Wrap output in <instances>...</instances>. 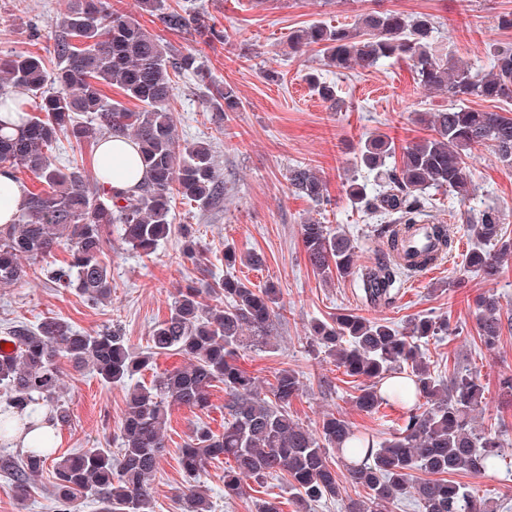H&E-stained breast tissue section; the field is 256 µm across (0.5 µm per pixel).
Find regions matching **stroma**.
<instances>
[{
    "instance_id": "obj_1",
    "label": "stroma",
    "mask_w": 512,
    "mask_h": 512,
    "mask_svg": "<svg viewBox=\"0 0 512 512\" xmlns=\"http://www.w3.org/2000/svg\"><path fill=\"white\" fill-rule=\"evenodd\" d=\"M70 3L0 0V54L37 52L52 59L59 35L56 21ZM112 5L168 45L173 57L194 54L212 80L236 88L241 109L223 116L211 106L206 88L184 73L170 102L179 143L212 144L224 197L204 211L175 200L171 232L153 255L136 253L113 240L104 257L111 268L112 293L99 305H88L75 290L54 287L42 275V261L31 262L25 281L0 285V337L13 326L33 327L44 318L58 317L93 336L118 330L132 351H143L152 328L168 316L186 279L205 283L222 278L225 247L235 248L241 256L260 254L262 265L239 264L234 269L235 276L251 287L277 288L283 306L268 343L247 347L239 359L258 385L267 387L278 369L292 367L300 373L302 388L289 411L304 427L316 429L325 414L339 413L357 430L380 440L389 438L401 422L402 407L392 403L375 414L359 411L352 402L357 381L315 350L311 326L340 313L400 329L419 314L447 318L451 334L424 345L425 357L446 375L456 368L477 373L484 399L473 425L500 431L506 448L496 469L480 477L461 473L457 479L494 512H512V402L499 389L500 378L512 374V260L493 280L468 269L466 255L476 234L465 216L469 208L493 207L512 237V165L501 162L491 148L473 151L467 163L477 193L469 205H460L441 190L434 194L431 221L452 223L456 235L452 254L433 270L404 279L393 304L365 303L356 276L313 270L304 252L301 226L314 221L346 232L356 245L358 263L370 264L381 245L377 221L364 217L345 195L353 180L368 190L376 188L374 173L356 163L360 143L374 133L388 135L400 147L428 137L431 117L446 109L449 99L419 86L402 61L386 60L372 68L339 73L325 66L317 48L295 55L288 46L294 31L311 24L351 25L363 13L389 9L430 15L434 50L485 67L491 44L512 43V29L498 25L499 15L512 11V0H166V9L203 12L216 29L226 32V39L213 41L189 30L168 29L161 13L143 11L139 0H112ZM310 73L338 86L342 105L321 99L306 80ZM299 165L320 177L326 203L294 194L288 176ZM185 224L204 246L193 260L182 250L180 228ZM485 294L496 295L502 305V334L492 350L477 330V301ZM61 395L71 421L58 430L54 456L84 448H118L126 387L104 384L92 369L76 371L67 366ZM200 426L223 431V386L212 388L208 409L173 410L165 430L166 449L150 479L154 512H181L179 495L193 483L206 490L214 512H256L257 503L270 498L279 501L282 512H294L282 478L268 479L246 496L228 501L223 464L210 465L196 478L185 473L180 449ZM52 481L48 468L32 477L30 495L21 504L0 472V512H54Z\"/></svg>"
}]
</instances>
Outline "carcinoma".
Here are the masks:
<instances>
[{
  "label": "carcinoma",
  "mask_w": 512,
  "mask_h": 512,
  "mask_svg": "<svg viewBox=\"0 0 512 512\" xmlns=\"http://www.w3.org/2000/svg\"><path fill=\"white\" fill-rule=\"evenodd\" d=\"M166 23L201 37L219 36L200 13L189 16L174 9ZM59 28L55 68H47L44 58L34 53L0 58V111L17 117L10 132H3L0 123V173L16 180L18 170L25 169L45 185L38 192L27 191V206L12 224L0 228V284L24 281L26 262L48 258L64 247L71 260L42 269L43 275L54 286L74 288L86 302L98 304L112 290L111 273L102 259L112 229L128 247L150 255L171 231L174 195L199 207H210L224 196L211 145L181 146L176 141L168 109L173 76L193 74L219 111H239L240 99L232 86L212 84L194 55L173 59L159 39L112 9V0H73ZM433 32L427 15L408 18L396 11L372 10L351 27L318 23L290 37L296 52L320 46L328 66L338 71L405 60L421 87L452 98L447 109L433 116L434 135L429 138L400 149L384 134L370 135L361 143L359 164L380 171L382 185L369 194L353 181L347 198L364 215L388 219L379 228L386 238L383 254L358 272L365 299L373 305L392 303L402 277L422 267L420 262H404L399 245L402 227L429 217L427 190L444 189L468 200L475 187L466 158L488 144L501 161L512 163V117L467 105L472 98L512 99V44L491 45L490 68L475 70L432 52ZM309 82L322 99L337 101L335 87L313 74ZM105 85L118 86L140 103L138 110L108 100ZM63 136L93 143L112 136L131 139L146 179L133 192L116 193L105 185L112 168L104 161L96 165L94 187H89L77 163L56 164L52 150ZM289 181L297 192L325 201L322 181L309 169H292ZM468 220L490 249L472 250L467 265L492 278L512 256V238L491 207ZM431 230L442 252L452 250L448 225L433 224ZM301 235L307 259L317 271L352 273L355 246L346 234L309 223L302 225ZM205 291L217 304L203 303ZM205 291L192 284L180 290L169 316L153 328L151 345L138 353L114 331L88 336L57 317L9 331L14 350L0 355L4 412L31 421L46 410L57 426L71 418L59 394L61 360L77 370L93 366L107 384L127 383L153 369L162 355L186 360L156 375L151 386L128 389L119 457L107 448H86L53 460L36 451L0 455V470L10 475L18 499L27 498L29 481L51 462L56 512H81L88 498L98 504V512H153L148 480L165 451L163 431L172 409L207 408L210 389L220 383L224 431L194 430L181 448V465L187 474L198 476L212 462L224 460L227 500L244 495L247 483L261 485L279 473L287 477L297 512H308L312 504L339 494L336 469L329 460V449L334 448L347 479L365 491L345 512H388L408 497L422 512H487L469 487L451 479L458 473L482 476L503 459L499 435L471 426L484 386L468 370L454 373L447 385L420 357V347L430 338L447 334V320L419 316L399 331L387 322L340 314L313 326L321 352L346 375L370 381L354 396L358 410L374 414L389 398L406 405L414 398L422 401L408 408L392 437L379 441L357 432L339 414L325 415L310 431L288 412V403L301 388L296 370H278L275 383L263 391L238 364L245 330H252L259 343L270 339L280 300L276 289L250 288L226 275ZM478 327L484 345L494 348L502 329L495 298L480 305ZM416 470L425 477H415ZM182 501L184 512H213L199 486L187 489Z\"/></svg>",
  "instance_id": "1"
}]
</instances>
